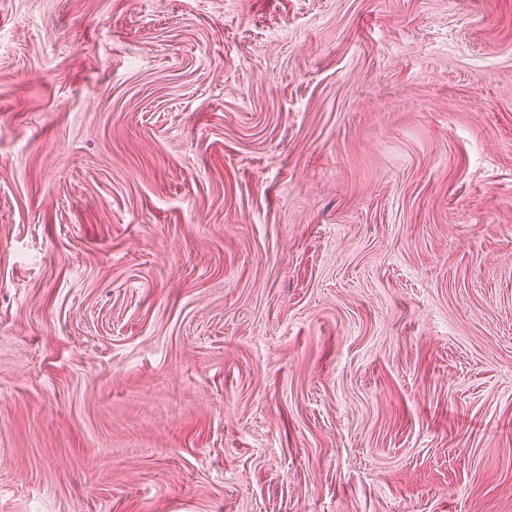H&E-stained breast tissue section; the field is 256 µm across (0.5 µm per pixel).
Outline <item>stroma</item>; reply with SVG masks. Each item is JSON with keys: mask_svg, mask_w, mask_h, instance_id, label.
<instances>
[{"mask_svg": "<svg viewBox=\"0 0 512 512\" xmlns=\"http://www.w3.org/2000/svg\"><path fill=\"white\" fill-rule=\"evenodd\" d=\"M0 512H512V0H0Z\"/></svg>", "mask_w": 512, "mask_h": 512, "instance_id": "stroma-1", "label": "stroma"}]
</instances>
